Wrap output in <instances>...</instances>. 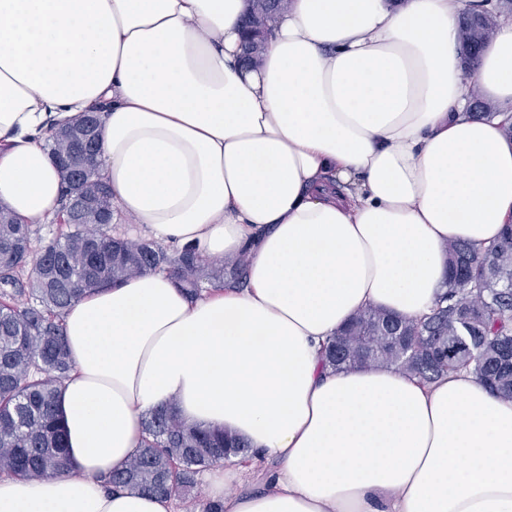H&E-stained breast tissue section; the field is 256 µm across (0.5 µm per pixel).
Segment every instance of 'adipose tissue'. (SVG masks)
Masks as SVG:
<instances>
[{
  "instance_id": "ef3b65f1",
  "label": "adipose tissue",
  "mask_w": 512,
  "mask_h": 512,
  "mask_svg": "<svg viewBox=\"0 0 512 512\" xmlns=\"http://www.w3.org/2000/svg\"><path fill=\"white\" fill-rule=\"evenodd\" d=\"M487 0H290L260 65L246 0H0V205L47 224L62 181L46 142L102 115L112 221L202 261L248 251V286L189 297L153 270L62 314L69 469L0 476V512H175L103 476L170 403L274 468L208 477L224 512H512V400L473 374L333 372L321 350L358 311L418 319L446 291L445 245L512 223V18L474 69L461 10ZM495 104L473 118L467 89Z\"/></svg>"
}]
</instances>
